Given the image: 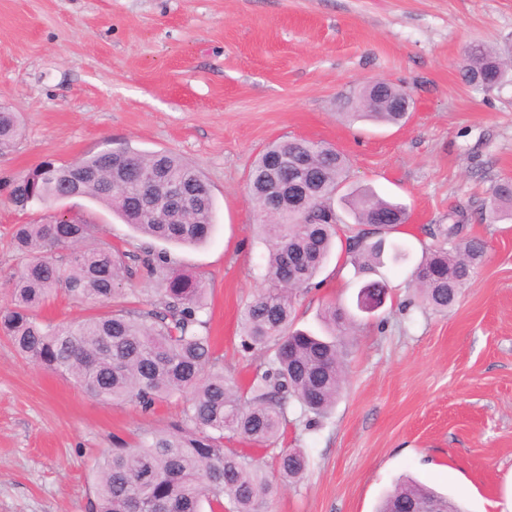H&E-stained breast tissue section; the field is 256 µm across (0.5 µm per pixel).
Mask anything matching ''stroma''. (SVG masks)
<instances>
[{"mask_svg": "<svg viewBox=\"0 0 512 512\" xmlns=\"http://www.w3.org/2000/svg\"><path fill=\"white\" fill-rule=\"evenodd\" d=\"M473 42L512 47V0H0V106L24 124L0 154V307L23 263L15 225L65 213L120 250L149 243L84 198L17 211L4 182L111 147L174 153L209 183L216 224L198 247L149 244L203 276L224 374L247 385L272 355L244 349L239 327L268 253L252 163L281 137L329 143L349 159L350 187L406 208L386 240L407 257L378 268L389 294L374 313L357 308L366 276L341 244L318 287L297 296V328L322 333L333 303L355 331L319 426L287 406L278 445L309 466L269 512H374L406 476L465 512H512V223L484 218L490 187L512 180V82L487 91L464 79ZM376 79L411 94L406 123L341 118L346 97ZM453 213L460 239H482L486 257L456 306L437 313L410 274ZM182 410L179 397L147 412L95 400L0 337V512H91L101 453L167 430Z\"/></svg>", "mask_w": 512, "mask_h": 512, "instance_id": "obj_1", "label": "stroma"}]
</instances>
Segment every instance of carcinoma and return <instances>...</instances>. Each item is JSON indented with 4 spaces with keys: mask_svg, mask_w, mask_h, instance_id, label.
Listing matches in <instances>:
<instances>
[{
    "mask_svg": "<svg viewBox=\"0 0 512 512\" xmlns=\"http://www.w3.org/2000/svg\"><path fill=\"white\" fill-rule=\"evenodd\" d=\"M461 69L469 81L501 84L512 67L480 43L467 47ZM404 90L386 84L363 87L352 97L345 116L398 125L406 121L394 103ZM22 135L15 112L0 111V154L12 150ZM283 154L310 161L314 170L311 207L314 223L288 216L271 218L276 204L265 189L268 157ZM347 158L324 142L283 139L269 144L254 162L250 192L263 217L261 235L269 244L264 287L243 309V345L274 347L264 369L256 370L248 391L224 377L214 355L204 319L202 277L180 273L166 256L141 258L96 239L95 225L78 217H55L41 224H20L14 247L26 258L12 277L10 303L0 308V335L29 361L74 379L102 402H132L148 411L162 399L185 397L183 418L167 431L143 439L134 448H113L95 466V512H265L281 485L308 468L306 454L282 449L276 475L269 476L246 454L224 447L225 434L258 445L275 443L287 425V403L298 402L307 424L320 422L335 406L344 377V339L352 331L348 315L328 305L326 335L293 328V293L313 287V280L347 229L346 251L361 273L384 263V235L392 224H376L388 212L403 222L405 210L372 192L355 190L344 198L351 221L333 207L348 178ZM160 181V193L148 198L140 177ZM183 190L178 212L170 209L166 185ZM76 194L106 207L137 232L166 242L204 243L215 223V203L202 173L180 157L161 151L123 148L112 163L88 154L72 163L44 160L12 182L10 203L26 211ZM492 220L512 221V180L490 191ZM460 226L440 224L433 246L412 273L423 305L444 312L454 306L474 270L483 262L481 240L457 242ZM142 275L155 300L137 310L117 305L124 281ZM97 311L73 323L45 322L35 310L58 290ZM416 504L429 512H462L459 504L428 485L407 478L381 502L377 512H398Z\"/></svg>",
    "mask_w": 512,
    "mask_h": 512,
    "instance_id": "cac0c4a2",
    "label": "carcinoma"
}]
</instances>
